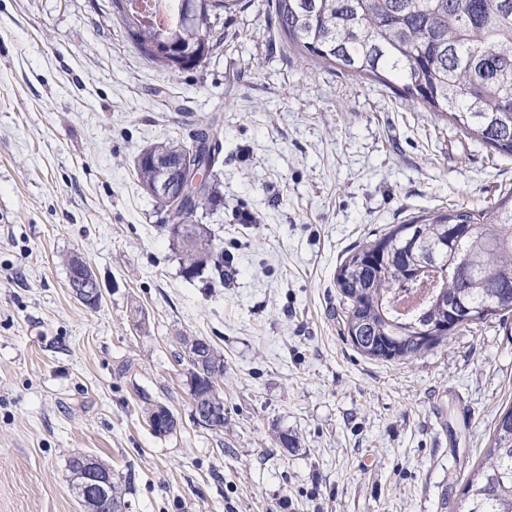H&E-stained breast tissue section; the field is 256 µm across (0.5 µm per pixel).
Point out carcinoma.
Listing matches in <instances>:
<instances>
[{"label":"carcinoma","instance_id":"carcinoma-1","mask_svg":"<svg viewBox=\"0 0 512 512\" xmlns=\"http://www.w3.org/2000/svg\"><path fill=\"white\" fill-rule=\"evenodd\" d=\"M176 13L159 26L148 5L113 0L115 20L134 35L140 54L156 43L192 54L212 49L214 20L245 7L243 0H175ZM268 13L300 57L401 87L495 152L512 157V0H268ZM189 143L172 138L148 147L164 162ZM216 174L182 204L176 222L197 214L217 195ZM191 278L224 279V248L200 228L181 246ZM337 294L352 324L367 330L351 341L360 353L386 362L409 361L442 346L424 344L420 327L455 321L463 331L498 318L512 335V194L494 207L450 210L394 224L352 248L336 274ZM122 482L99 512H116ZM464 512H512V407L500 413L485 458L469 469L461 490Z\"/></svg>","mask_w":512,"mask_h":512}]
</instances>
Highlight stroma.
Listing matches in <instances>:
<instances>
[{
    "mask_svg": "<svg viewBox=\"0 0 512 512\" xmlns=\"http://www.w3.org/2000/svg\"><path fill=\"white\" fill-rule=\"evenodd\" d=\"M213 32L204 63L168 74L112 0H0V512H85L78 453L121 476L124 512H460L512 407V340L492 318L371 359L336 274L377 230L496 204L512 157L285 49L266 0ZM196 129L223 146L221 195L196 216L220 282L186 276L135 173L141 150ZM72 254L97 308L68 288ZM185 336L224 361L223 431L192 421ZM156 404L179 419L169 435L147 424ZM81 263L87 267L86 272L88 273V280L90 283H93V286H88L86 284L77 282L75 274L72 272L68 276V288H70V292L72 293L73 297L80 303L90 308H97L96 305H99L102 299V291L100 289V285L92 268L87 264V262L85 263L82 261Z\"/></svg>",
    "mask_w": 512,
    "mask_h": 512,
    "instance_id": "obj_1",
    "label": "stroma"
}]
</instances>
